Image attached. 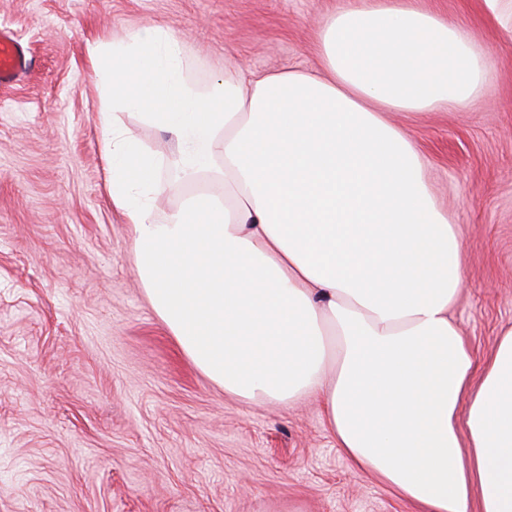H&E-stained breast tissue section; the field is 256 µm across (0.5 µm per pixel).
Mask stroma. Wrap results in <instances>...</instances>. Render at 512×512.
<instances>
[{"label": "stroma", "instance_id": "35a3bbf8", "mask_svg": "<svg viewBox=\"0 0 512 512\" xmlns=\"http://www.w3.org/2000/svg\"><path fill=\"white\" fill-rule=\"evenodd\" d=\"M343 0H0L31 61L0 85V512H415L355 472L321 403L226 394L180 350L137 277L107 191L89 43L154 23L185 39L188 74L319 68ZM487 60L467 106L392 112L466 250L451 309L479 359L512 327V39L483 0H420ZM159 156L156 214L193 193L179 142L127 119Z\"/></svg>", "mask_w": 512, "mask_h": 512}]
</instances>
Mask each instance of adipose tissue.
Wrapping results in <instances>:
<instances>
[{
  "label": "adipose tissue",
  "mask_w": 512,
  "mask_h": 512,
  "mask_svg": "<svg viewBox=\"0 0 512 512\" xmlns=\"http://www.w3.org/2000/svg\"><path fill=\"white\" fill-rule=\"evenodd\" d=\"M184 40L148 25L91 47L113 204L182 352L232 395L320 400L356 471L428 512H512V328L478 361L449 311L463 242L389 112L458 108L486 61L416 0H351L324 20L320 69L202 86ZM176 137L208 191L157 218L160 160L124 113Z\"/></svg>",
  "instance_id": "ef3b65f1"
}]
</instances>
